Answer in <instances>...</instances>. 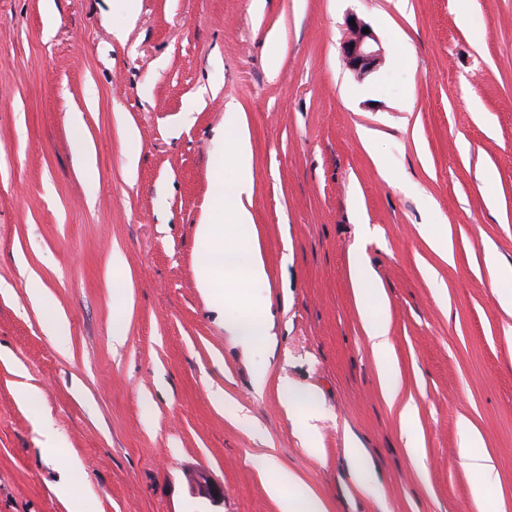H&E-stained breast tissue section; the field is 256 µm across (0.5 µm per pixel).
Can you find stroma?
<instances>
[{"instance_id": "1", "label": "stroma", "mask_w": 512, "mask_h": 512, "mask_svg": "<svg viewBox=\"0 0 512 512\" xmlns=\"http://www.w3.org/2000/svg\"><path fill=\"white\" fill-rule=\"evenodd\" d=\"M139 4L129 20L124 0H0V512H279L276 466L331 512H480L459 464L469 428L496 461L498 512H512V317L486 261L512 267V0ZM351 15L384 49L362 80L341 57ZM231 107L252 151L265 346L231 336L239 308L196 278L213 165L236 175ZM425 224L450 229L451 259ZM356 252L385 292L410 427L380 388ZM294 387L314 403L289 405ZM353 438L369 494L352 480ZM73 466L86 475L75 499ZM196 472L222 501L199 497Z\"/></svg>"}]
</instances>
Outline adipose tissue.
Listing matches in <instances>:
<instances>
[{
  "instance_id": "adipose-tissue-1",
  "label": "adipose tissue",
  "mask_w": 512,
  "mask_h": 512,
  "mask_svg": "<svg viewBox=\"0 0 512 512\" xmlns=\"http://www.w3.org/2000/svg\"><path fill=\"white\" fill-rule=\"evenodd\" d=\"M229 137L225 150L233 153L237 175L225 181L222 166L213 169L210 204L196 230L197 282L199 288L213 299L234 303L244 312L230 322L235 335L250 343L268 340V325L260 304L250 298L251 285L266 281L267 273L259 254L251 211L253 181L250 150L245 119L242 113L229 111L224 115ZM350 279L355 303L363 328L374 354L381 360L380 384L388 402H401L405 424H412L416 411L413 400H400V388L393 368L387 361L390 351L389 322L383 313V290L361 256H352ZM481 432H467L460 452V463L471 477L474 498L483 504L484 512H495L492 476L494 459L485 453ZM277 499L280 512H329L325 500L302 484L286 468H278L268 485Z\"/></svg>"
}]
</instances>
